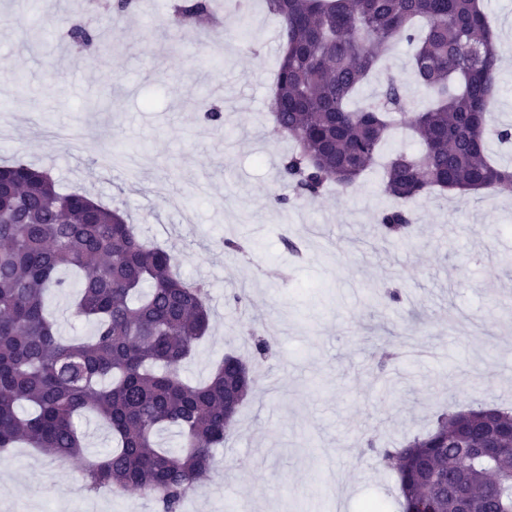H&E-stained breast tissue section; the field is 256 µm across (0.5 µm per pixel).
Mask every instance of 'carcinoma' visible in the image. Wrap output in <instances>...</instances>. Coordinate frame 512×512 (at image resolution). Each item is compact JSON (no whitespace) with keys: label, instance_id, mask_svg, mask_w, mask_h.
Segmentation results:
<instances>
[{"label":"carcinoma","instance_id":"obj_1","mask_svg":"<svg viewBox=\"0 0 512 512\" xmlns=\"http://www.w3.org/2000/svg\"><path fill=\"white\" fill-rule=\"evenodd\" d=\"M279 20L281 57L272 98L274 131L297 152L281 178L298 198L327 185L355 188L376 162L406 102L388 81L370 102L351 103L397 43L412 47L411 69L434 105L414 115L424 149L384 166V195L403 203L434 190L462 195L512 184L486 142L512 140L490 128L502 46L479 0H265ZM187 20L215 16V0H182ZM386 237L405 241L413 219L384 209ZM170 250L143 240L123 211L80 191L61 192L49 175L15 161L0 165V454L20 442L57 460L82 458L75 418L93 413L112 432V450L85 460L83 487L134 490L158 512H181L211 470L238 409L256 385L251 367L226 354L207 381L191 384L181 365L210 324L208 291L176 273ZM80 275L73 315L94 324L90 339L61 343L46 301ZM494 456L476 452L491 429ZM173 430L180 448L158 436ZM395 471L403 512H512V409L458 408L400 448L379 451Z\"/></svg>","mask_w":512,"mask_h":512}]
</instances>
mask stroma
I'll return each instance as SVG.
<instances>
[{
	"mask_svg": "<svg viewBox=\"0 0 512 512\" xmlns=\"http://www.w3.org/2000/svg\"><path fill=\"white\" fill-rule=\"evenodd\" d=\"M264 26L248 37L223 16L222 49L192 44L197 23L170 24L172 0H138L122 22L85 0H46L35 22L27 0H0V162L48 171L60 191L81 189L126 210L143 237L170 249L181 275L210 289L212 319L184 363L206 380L224 354L251 359L250 327L275 338L207 483L182 512H361L383 499L402 512L393 473L376 450L401 447L451 407H512V193H433L410 203L414 233L393 244L379 230L390 201L381 170L353 192L329 189L291 208L279 176L291 144L272 134L277 20L248 0ZM503 53L491 121L512 125V0H482ZM110 35L101 52L71 46L73 21ZM407 112L383 155L420 154L407 129L430 100L415 84L406 45L387 62ZM371 77L355 104L375 96ZM220 108L215 128L204 111ZM238 238L246 255L226 253ZM292 240L301 255L287 251ZM399 289L400 301L384 293ZM399 359L373 368L381 350ZM83 462L31 448L0 457V512H154L136 493L77 496Z\"/></svg>",
	"mask_w": 512,
	"mask_h": 512,
	"instance_id": "obj_1",
	"label": "stroma"
}]
</instances>
